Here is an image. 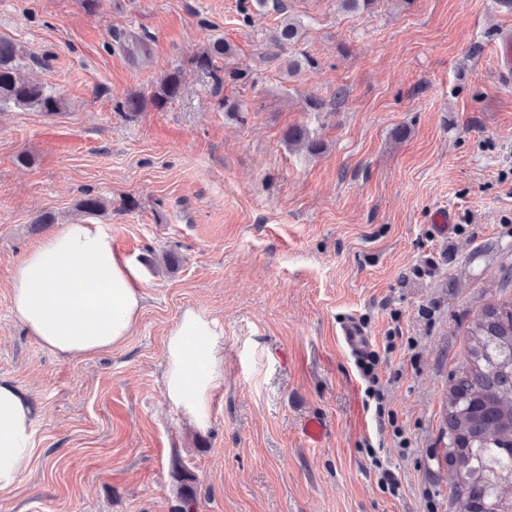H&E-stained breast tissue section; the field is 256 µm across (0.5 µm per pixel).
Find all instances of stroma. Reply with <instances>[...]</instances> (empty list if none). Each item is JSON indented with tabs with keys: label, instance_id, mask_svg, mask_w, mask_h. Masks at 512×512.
<instances>
[{
	"label": "stroma",
	"instance_id": "1",
	"mask_svg": "<svg viewBox=\"0 0 512 512\" xmlns=\"http://www.w3.org/2000/svg\"><path fill=\"white\" fill-rule=\"evenodd\" d=\"M283 2L0 0L22 73L61 101L0 106V381L34 416L31 463L0 512H175L176 451L197 512H456L448 389L470 323L512 300V86L494 59L512 0ZM287 15L304 36L279 56L270 37ZM214 38L251 83L218 93L193 66ZM305 54L316 68L289 75L288 57ZM175 67L176 98L126 109ZM310 98L334 107L309 111ZM293 127L320 151L288 144ZM88 194L106 209L80 211ZM438 209L458 230L437 235ZM47 212L54 223L36 225ZM73 222L104 226L144 294L132 336L79 359L41 347L11 312L15 266ZM187 308L222 334L204 429L161 386ZM351 316L381 355L394 425L379 426L338 341ZM392 329L415 348L384 352ZM312 418L326 425L317 446ZM373 446L398 494L379 484Z\"/></svg>",
	"mask_w": 512,
	"mask_h": 512
}]
</instances>
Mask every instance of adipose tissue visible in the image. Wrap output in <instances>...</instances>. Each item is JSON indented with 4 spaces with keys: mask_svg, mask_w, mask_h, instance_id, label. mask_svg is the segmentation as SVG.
I'll return each instance as SVG.
<instances>
[{
    "mask_svg": "<svg viewBox=\"0 0 512 512\" xmlns=\"http://www.w3.org/2000/svg\"><path fill=\"white\" fill-rule=\"evenodd\" d=\"M143 294L138 268L99 224L61 225L29 251L11 276L16 320L46 349L84 357L122 345L134 332ZM213 320L185 309L169 331L162 388L196 426L210 424L211 401L224 381ZM33 419L19 390L0 382V492L31 460Z\"/></svg>",
    "mask_w": 512,
    "mask_h": 512,
    "instance_id": "ef3b65f1",
    "label": "adipose tissue"
}]
</instances>
